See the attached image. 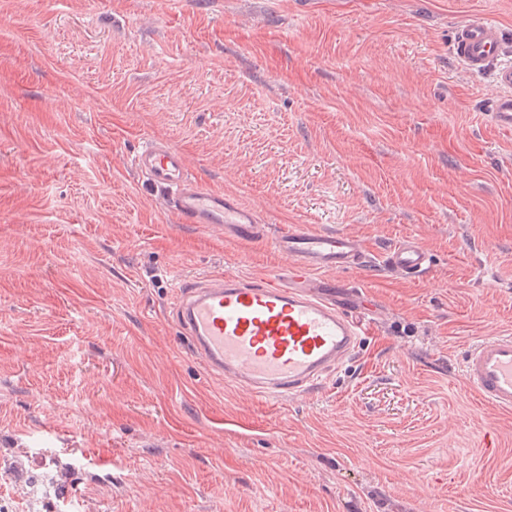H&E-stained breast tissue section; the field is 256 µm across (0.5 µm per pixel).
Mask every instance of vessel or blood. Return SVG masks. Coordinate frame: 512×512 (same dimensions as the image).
I'll return each mask as SVG.
<instances>
[{
  "mask_svg": "<svg viewBox=\"0 0 512 512\" xmlns=\"http://www.w3.org/2000/svg\"><path fill=\"white\" fill-rule=\"evenodd\" d=\"M454 54L468 70H491L499 93L492 118L512 131V56L500 28L475 15L458 30ZM148 183L166 192L171 209L187 224L226 227L235 242L261 233L256 211L223 191L192 179L182 152L163 139L149 140L132 160ZM290 259L285 277L234 273L181 287L171 310L206 370L260 399L281 400L315 388L357 351L373 318L359 295L338 290L328 275L364 266L365 252L343 233L297 225L273 240ZM429 255L412 238L396 244L387 264L415 278ZM463 378L481 401L512 411V334L486 336L462 360Z\"/></svg>",
  "mask_w": 512,
  "mask_h": 512,
  "instance_id": "vessel-or-blood-1",
  "label": "vessel or blood"
}]
</instances>
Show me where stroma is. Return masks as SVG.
Returning a JSON list of instances; mask_svg holds the SVG:
<instances>
[{
	"label": "stroma",
	"mask_w": 512,
	"mask_h": 512,
	"mask_svg": "<svg viewBox=\"0 0 512 512\" xmlns=\"http://www.w3.org/2000/svg\"><path fill=\"white\" fill-rule=\"evenodd\" d=\"M512 0H0V512H512V412L460 363L512 334V132L452 55ZM151 138L262 237L183 224ZM353 237L373 336L312 391L211 375L183 283ZM417 239L430 267L387 265ZM427 251L413 238H405L388 253L387 264L394 272L409 278L419 277L429 267Z\"/></svg>",
	"instance_id": "35a3bbf8"
}]
</instances>
